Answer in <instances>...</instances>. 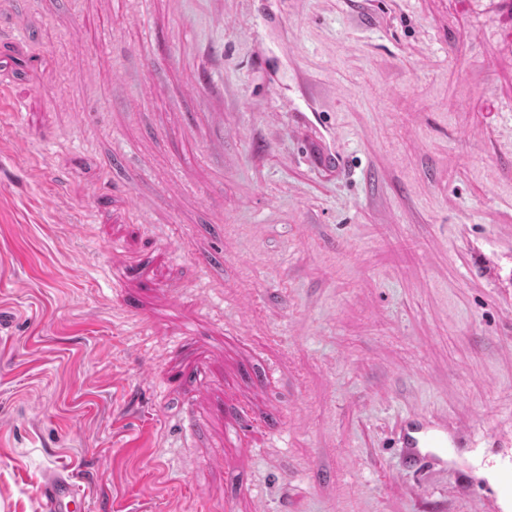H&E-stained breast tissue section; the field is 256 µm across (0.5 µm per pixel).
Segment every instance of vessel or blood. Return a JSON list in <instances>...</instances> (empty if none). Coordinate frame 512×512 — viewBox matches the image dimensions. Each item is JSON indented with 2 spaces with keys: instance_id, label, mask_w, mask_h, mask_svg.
I'll return each instance as SVG.
<instances>
[{
  "instance_id": "vessel-or-blood-1",
  "label": "vessel or blood",
  "mask_w": 512,
  "mask_h": 512,
  "mask_svg": "<svg viewBox=\"0 0 512 512\" xmlns=\"http://www.w3.org/2000/svg\"><path fill=\"white\" fill-rule=\"evenodd\" d=\"M475 267L512 278V263L497 259L493 243L477 248ZM397 446L402 463L417 469L426 462L460 473L459 494L473 504L493 499L497 512H512V435L484 431L467 436L433 420L425 409L407 414L401 422ZM42 512H90V501L75 474L63 469L46 471L38 485Z\"/></svg>"
}]
</instances>
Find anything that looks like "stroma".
Here are the masks:
<instances>
[{
	"label": "stroma",
	"mask_w": 512,
	"mask_h": 512,
	"mask_svg": "<svg viewBox=\"0 0 512 512\" xmlns=\"http://www.w3.org/2000/svg\"><path fill=\"white\" fill-rule=\"evenodd\" d=\"M0 83V512H472L393 439L512 427V0H0ZM496 252L494 250V244L487 242L485 246L477 248L472 255V265L487 270H492L494 275L498 278L505 277L508 281L512 278L511 270V259L502 261L501 259H495ZM42 512H89L90 501L80 490L76 475L63 469L48 470L38 485Z\"/></svg>",
	"instance_id": "35a3bbf8"
}]
</instances>
